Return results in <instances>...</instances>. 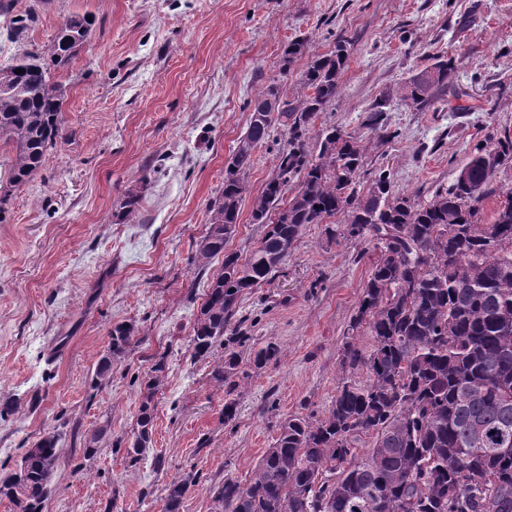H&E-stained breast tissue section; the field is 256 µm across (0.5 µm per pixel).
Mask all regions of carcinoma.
Returning <instances> with one entry per match:
<instances>
[{
  "label": "carcinoma",
  "instance_id": "obj_1",
  "mask_svg": "<svg viewBox=\"0 0 512 512\" xmlns=\"http://www.w3.org/2000/svg\"><path fill=\"white\" fill-rule=\"evenodd\" d=\"M10 16L15 42L24 43L34 13ZM51 44L24 50L6 64L0 92V149L11 153L8 184L26 185L40 170L46 152L61 138L64 90L55 68L68 63L90 36L87 15H73ZM350 42L336 39L325 54L308 56L309 40L296 37L281 57V73L308 58L294 87L272 107L269 84L247 101L244 137L255 147L281 128L288 149L279 151L275 172L253 197L251 222L265 227L258 246L242 261L224 245L237 231L239 203L254 151L235 150L224 171V187L207 208L205 235L195 262L207 267L222 255L221 269L207 284L192 327L196 359L224 345V335L240 334L232 323L241 297L273 279L309 224L325 225L333 241L363 239L378 256L364 282L357 311L343 336L340 383L328 411L282 422L277 436L251 477L233 476L211 491L210 512H512V189L494 187L497 170L512 163V134H494L475 146L464 168L469 178L454 180L428 201L398 189L389 173L364 170L365 147L335 127L316 136L312 128L339 96ZM24 72L17 74L15 70ZM451 59L435 62L401 85L403 99L424 111L445 101L453 83ZM386 99H378L364 124L383 144L392 136ZM498 158L486 166L490 156ZM367 176L366 184L357 181ZM299 190L283 202L288 184ZM499 197L491 220L482 202ZM142 197L129 193L120 214L139 213ZM373 339L371 348L360 344ZM134 325L117 322L110 347L95 377L103 382L112 363L132 345ZM281 350L268 343L254 352L257 369L275 362ZM238 355L229 353L211 371L225 389L224 419L236 411L233 393L240 379ZM366 372L368 381L356 380ZM166 373L165 356L155 359L143 379L145 395L126 455L136 463L150 448L156 406L153 397ZM107 429L85 439L84 454L95 457ZM62 435L49 432L26 449L17 470L0 482V497L17 512H43L52 488ZM187 481H173L165 512H180Z\"/></svg>",
  "mask_w": 512,
  "mask_h": 512
}]
</instances>
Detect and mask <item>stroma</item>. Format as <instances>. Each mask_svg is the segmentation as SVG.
<instances>
[{
  "label": "stroma",
  "instance_id": "1",
  "mask_svg": "<svg viewBox=\"0 0 512 512\" xmlns=\"http://www.w3.org/2000/svg\"><path fill=\"white\" fill-rule=\"evenodd\" d=\"M35 10L28 42L51 43L73 14H91L89 41L55 69L63 85L62 137L38 173L13 191L0 222V477L26 448L61 432L55 488L43 512H164L165 488L193 474L180 512H209L210 491L248 479L281 421L329 409L340 382L342 336L377 256L371 243L328 240L311 224L281 272L243 296L238 315L248 357L273 342L277 365L241 382L232 420L210 379L216 348L192 359L190 336L207 282L193 262L207 207L249 111L270 81L294 85L305 67L281 73L288 41L311 53L351 42L335 105L317 129L338 126L368 151L366 167L389 172L420 200L450 185L471 149L512 130V0H12ZM452 58L446 102L419 112L400 86ZM389 98L395 138L375 146L366 112ZM283 140L258 147L245 183L236 234L226 251L248 259L264 229L250 220L253 196L274 173ZM140 192L137 216L119 203ZM135 342L110 378L95 370L113 323ZM167 370L157 391L149 452L130 464L117 440L136 424L141 382L155 357ZM108 435L95 458L84 439Z\"/></svg>",
  "mask_w": 512,
  "mask_h": 512
}]
</instances>
